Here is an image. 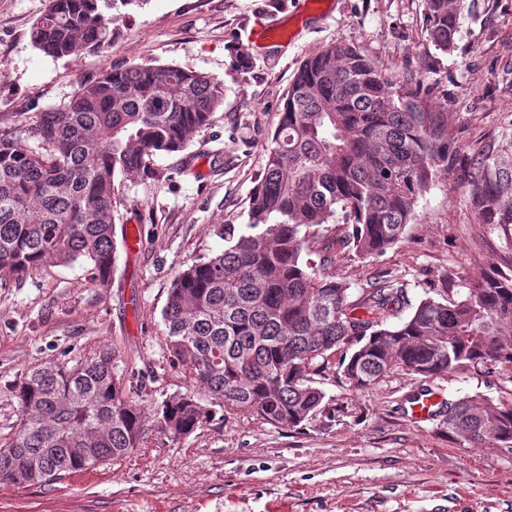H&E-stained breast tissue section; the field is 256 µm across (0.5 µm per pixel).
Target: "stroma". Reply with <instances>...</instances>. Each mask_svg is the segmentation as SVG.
Wrapping results in <instances>:
<instances>
[{
  "mask_svg": "<svg viewBox=\"0 0 512 512\" xmlns=\"http://www.w3.org/2000/svg\"><path fill=\"white\" fill-rule=\"evenodd\" d=\"M292 40L259 52L251 28L290 19L295 0H142L112 16L111 47L55 59L29 31L48 0H0V132L34 124L107 69L178 65L217 78L224 105L186 152L156 158L168 177H120L110 287L91 285L84 262L54 263L0 287V442L17 403L10 387L27 368L75 364L102 345L138 389L145 411L195 391L171 364L163 310L178 269L224 250L226 228L247 231L250 196L267 137L280 120L299 64L343 40L400 79L422 80V106L441 113L452 147L418 200L402 242L370 259L332 245V268L359 292L374 278L404 283L411 302L464 298L471 281L512 270L493 226L477 223L466 194L471 159L512 132V0H462L454 52L427 40L424 0H332ZM135 226L139 249H123ZM331 356L317 379L324 410L297 427L217 408L212 422L174 440L147 423L125 457L35 486L0 483V512H512V449L449 438L442 418L410 419L419 392L444 401L512 397V376L463 370L431 379L393 369L371 389H352Z\"/></svg>",
  "mask_w": 512,
  "mask_h": 512,
  "instance_id": "stroma-1",
  "label": "stroma"
}]
</instances>
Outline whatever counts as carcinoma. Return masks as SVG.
I'll list each match as a JSON object with an SVG mask.
<instances>
[{
    "label": "carcinoma",
    "mask_w": 512,
    "mask_h": 512,
    "mask_svg": "<svg viewBox=\"0 0 512 512\" xmlns=\"http://www.w3.org/2000/svg\"><path fill=\"white\" fill-rule=\"evenodd\" d=\"M115 0H49L31 45L55 59L101 52L119 35ZM459 9L426 0V32L456 49ZM419 84L401 81L359 47L336 41L305 58L290 80L266 164L250 198L248 233L221 253L178 270L163 320L171 362L229 410L298 426L321 410L315 386L330 355L356 390L392 369L434 378L469 369L512 373V275L492 269L460 300L412 304L404 285L380 276L351 298L310 259L320 231L362 259L401 242L418 198L448 161L437 113ZM224 102L213 76L178 65L110 70L82 83L63 108L0 135V280L54 262L85 261L91 284L115 269L116 179L163 172L154 158L182 152ZM468 197L478 223L512 242V136L471 159ZM333 225L330 230L327 225ZM410 313L398 325L388 319ZM105 346L72 368L33 367L13 386L17 416L0 445V481L46 484L140 447L144 410ZM448 436L512 447V400L480 395L441 403ZM214 411L196 393L154 408L180 439Z\"/></svg>",
    "instance_id": "cac0c4a2"
}]
</instances>
